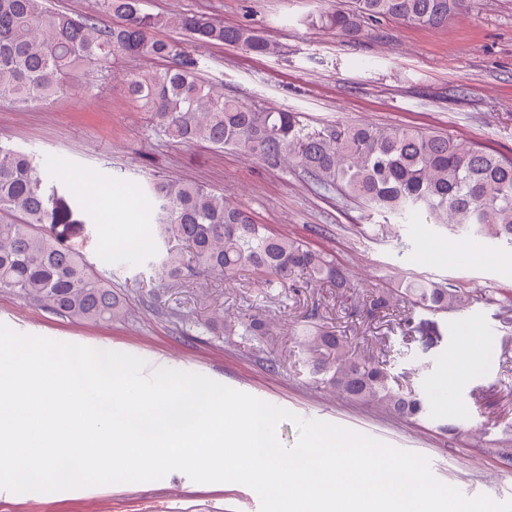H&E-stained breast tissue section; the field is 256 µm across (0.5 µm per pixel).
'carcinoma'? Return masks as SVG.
<instances>
[{
	"instance_id": "obj_1",
	"label": "carcinoma",
	"mask_w": 512,
	"mask_h": 512,
	"mask_svg": "<svg viewBox=\"0 0 512 512\" xmlns=\"http://www.w3.org/2000/svg\"><path fill=\"white\" fill-rule=\"evenodd\" d=\"M469 8L470 0H352L348 9L338 5L320 15V22L355 37L386 19L437 28ZM110 16L119 22L109 23ZM161 28L202 44L269 50L251 26H227L205 12L149 13L142 0H101L95 14L50 10L46 0H0V101L46 104L66 94L77 69H92L104 80L118 56L158 59L165 67L132 75L126 86L169 140L235 149L270 167L291 165L312 184L366 209L421 213L431 224L512 245L511 156L437 131L362 123L314 128L296 112L255 109L203 81L199 59L179 41L153 37ZM149 190L155 244L163 247L158 271L167 280L257 270L273 277L274 285L328 283L344 309L360 306L370 321L393 316L399 300L409 304L398 325L421 336H437L439 329L430 319L414 321L416 311L436 316L497 302L478 291L410 277L360 305L348 300L350 280L328 252L272 233L224 193L172 180L155 181ZM81 223L33 156L0 141V290L80 324L118 321L127 314L125 298L65 236L70 225ZM298 272L306 278H296ZM208 330L249 341L269 335L259 318L226 320L220 314ZM301 354L315 381L352 400L405 419L431 416L429 401L400 387L384 362L356 354L332 332L306 331Z\"/></svg>"
}]
</instances>
